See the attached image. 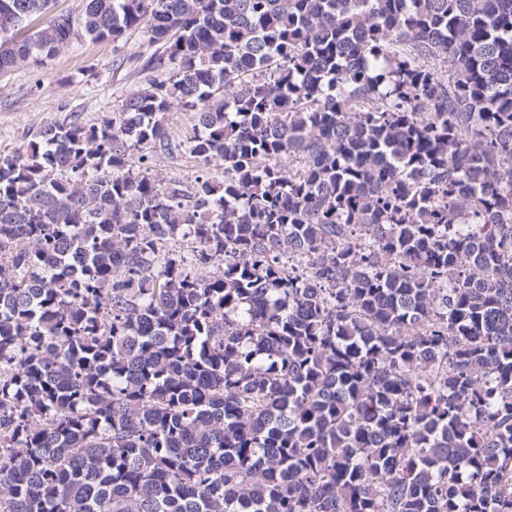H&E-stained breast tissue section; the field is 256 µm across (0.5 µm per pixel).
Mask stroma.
<instances>
[{
  "label": "stroma",
  "instance_id": "stroma-1",
  "mask_svg": "<svg viewBox=\"0 0 512 512\" xmlns=\"http://www.w3.org/2000/svg\"><path fill=\"white\" fill-rule=\"evenodd\" d=\"M154 51L144 33L120 43L82 38L42 64L0 74V151L25 133L72 113L83 120L117 108L140 86L138 70Z\"/></svg>",
  "mask_w": 512,
  "mask_h": 512
}]
</instances>
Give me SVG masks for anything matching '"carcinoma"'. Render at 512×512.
Returning a JSON list of instances; mask_svg holds the SVG:
<instances>
[{"mask_svg":"<svg viewBox=\"0 0 512 512\" xmlns=\"http://www.w3.org/2000/svg\"><path fill=\"white\" fill-rule=\"evenodd\" d=\"M49 3L158 48L0 153V512H512V0ZM157 170L161 175L168 178H176L181 181L188 182L197 175V163L187 155H174L173 157H165L157 159Z\"/></svg>","mask_w":512,"mask_h":512,"instance_id":"cac0c4a2","label":"carcinoma"}]
</instances>
